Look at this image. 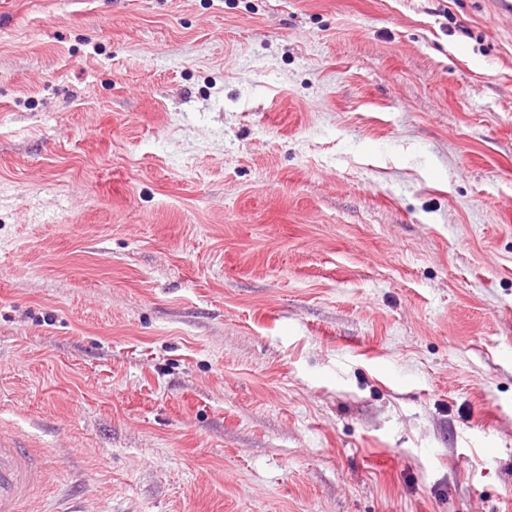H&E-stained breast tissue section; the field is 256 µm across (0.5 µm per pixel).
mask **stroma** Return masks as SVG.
<instances>
[{
  "mask_svg": "<svg viewBox=\"0 0 512 512\" xmlns=\"http://www.w3.org/2000/svg\"><path fill=\"white\" fill-rule=\"evenodd\" d=\"M19 512H512V16L0 0Z\"/></svg>",
  "mask_w": 512,
  "mask_h": 512,
  "instance_id": "35a3bbf8",
  "label": "stroma"
}]
</instances>
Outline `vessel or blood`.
<instances>
[{
  "mask_svg": "<svg viewBox=\"0 0 512 512\" xmlns=\"http://www.w3.org/2000/svg\"><path fill=\"white\" fill-rule=\"evenodd\" d=\"M43 465L31 438L9 428L0 429V512H18Z\"/></svg>",
  "mask_w": 512,
  "mask_h": 512,
  "instance_id": "1",
  "label": "vessel or blood"
}]
</instances>
